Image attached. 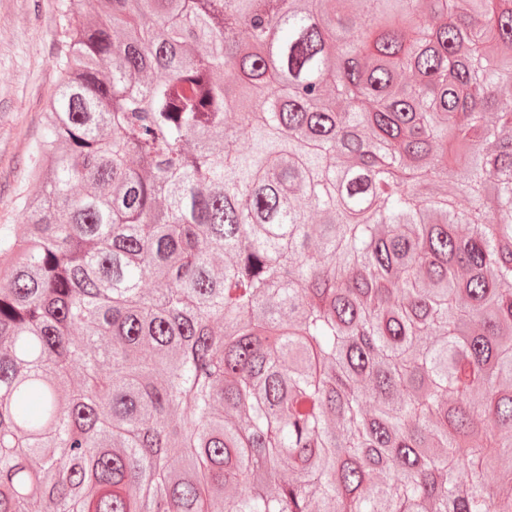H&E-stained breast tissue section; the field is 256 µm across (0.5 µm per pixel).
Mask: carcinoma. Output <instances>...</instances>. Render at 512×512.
I'll use <instances>...</instances> for the list:
<instances>
[{
    "label": "carcinoma",
    "mask_w": 512,
    "mask_h": 512,
    "mask_svg": "<svg viewBox=\"0 0 512 512\" xmlns=\"http://www.w3.org/2000/svg\"><path fill=\"white\" fill-rule=\"evenodd\" d=\"M60 8L0 512H512V0Z\"/></svg>",
    "instance_id": "obj_1"
}]
</instances>
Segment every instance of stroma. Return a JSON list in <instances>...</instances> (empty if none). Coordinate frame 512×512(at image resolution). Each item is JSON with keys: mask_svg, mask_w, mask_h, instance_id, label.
Returning <instances> with one entry per match:
<instances>
[{"mask_svg": "<svg viewBox=\"0 0 512 512\" xmlns=\"http://www.w3.org/2000/svg\"><path fill=\"white\" fill-rule=\"evenodd\" d=\"M61 0H0V233L19 229L20 198L37 192L27 162L57 82Z\"/></svg>", "mask_w": 512, "mask_h": 512, "instance_id": "35a3bbf8", "label": "stroma"}]
</instances>
